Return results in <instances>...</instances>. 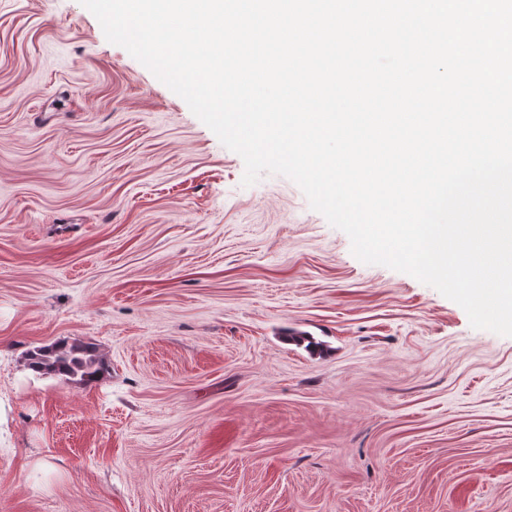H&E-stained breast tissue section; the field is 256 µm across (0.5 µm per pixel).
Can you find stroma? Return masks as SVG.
Wrapping results in <instances>:
<instances>
[{
    "mask_svg": "<svg viewBox=\"0 0 512 512\" xmlns=\"http://www.w3.org/2000/svg\"><path fill=\"white\" fill-rule=\"evenodd\" d=\"M243 175L80 0H0V512H512V337ZM28 367L36 372L55 373L81 384L99 378L105 363L96 348L84 344H57L39 347L28 352Z\"/></svg>",
    "mask_w": 512,
    "mask_h": 512,
    "instance_id": "35a3bbf8",
    "label": "stroma"
}]
</instances>
